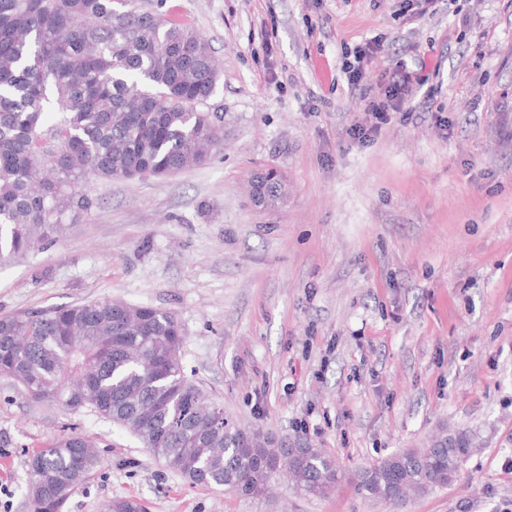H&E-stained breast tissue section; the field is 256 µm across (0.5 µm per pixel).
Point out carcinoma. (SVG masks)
<instances>
[{
    "label": "carcinoma",
    "instance_id": "1",
    "mask_svg": "<svg viewBox=\"0 0 512 512\" xmlns=\"http://www.w3.org/2000/svg\"><path fill=\"white\" fill-rule=\"evenodd\" d=\"M218 69L206 39L139 0H0V263L57 238L93 200V180L167 177L219 148L221 115L207 108ZM251 192L271 209L288 184L274 170ZM169 311L102 299L0 316V377L38 403L88 408L133 433L193 485L260 497L281 475L323 495L338 480L317 448L272 446L236 426L182 363ZM472 451L442 431L357 470V492L393 507L446 486ZM80 435L30 460L28 512H63L100 466ZM106 512H145L116 497Z\"/></svg>",
    "mask_w": 512,
    "mask_h": 512
}]
</instances>
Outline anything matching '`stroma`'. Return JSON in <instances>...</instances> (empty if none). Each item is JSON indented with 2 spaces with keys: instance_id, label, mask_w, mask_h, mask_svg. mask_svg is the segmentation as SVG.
Segmentation results:
<instances>
[{
  "instance_id": "obj_1",
  "label": "stroma",
  "mask_w": 512,
  "mask_h": 512,
  "mask_svg": "<svg viewBox=\"0 0 512 512\" xmlns=\"http://www.w3.org/2000/svg\"><path fill=\"white\" fill-rule=\"evenodd\" d=\"M207 40L223 144L169 177L97 181L98 204L0 265V315L112 298L172 312L186 373L237 424L320 449L323 496L193 485L128 430L0 378V512L76 429L104 461L64 512H512V0H140ZM364 54L351 86L346 63ZM414 97L366 141L391 79ZM288 200L259 210L255 173ZM467 432L448 486L399 508L361 467Z\"/></svg>"
}]
</instances>
